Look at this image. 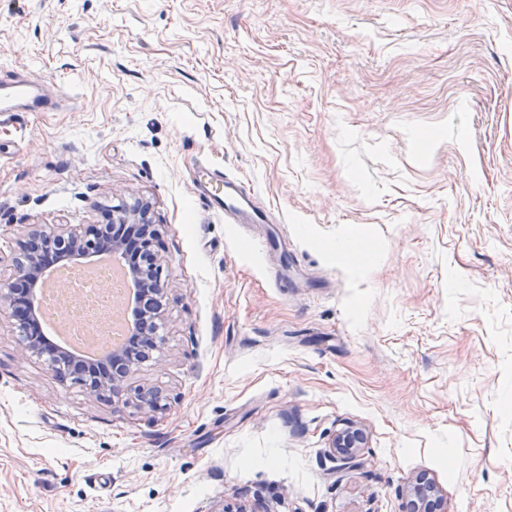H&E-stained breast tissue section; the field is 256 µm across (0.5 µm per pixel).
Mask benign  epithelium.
Instances as JSON below:
<instances>
[{"label":"benign epithelium","mask_w":512,"mask_h":512,"mask_svg":"<svg viewBox=\"0 0 512 512\" xmlns=\"http://www.w3.org/2000/svg\"><path fill=\"white\" fill-rule=\"evenodd\" d=\"M158 230L151 207L143 201L115 206L106 214V223L92 232H83L69 224H32L18 242L13 274L0 278V311L9 312L17 322L19 351L23 355L44 352L47 339L34 314V289L42 271L62 261H85L103 252L137 250L138 258L130 269L132 285L139 301L135 302L134 330L124 350L112 356L111 369L92 373L62 353H52L48 369L62 380L70 371L77 372L89 393L108 398L112 403H125V383L134 374L141 360L140 346L156 349L163 338L148 331L149 323L163 319L170 297L168 284L161 278L162 258L154 248ZM366 441L365 430L348 424L336 432L326 451L327 456L342 464L357 457ZM401 512H448L441 489L429 474H417L402 496Z\"/></svg>","instance_id":"1"}]
</instances>
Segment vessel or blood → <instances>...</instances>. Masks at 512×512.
<instances>
[{
    "instance_id": "b4317fda",
    "label": "vessel or blood",
    "mask_w": 512,
    "mask_h": 512,
    "mask_svg": "<svg viewBox=\"0 0 512 512\" xmlns=\"http://www.w3.org/2000/svg\"><path fill=\"white\" fill-rule=\"evenodd\" d=\"M52 106L40 90L26 80L0 79V112H45ZM198 197L209 210L222 214L228 224H269L273 216L252 191L223 172L204 167L195 178Z\"/></svg>"
}]
</instances>
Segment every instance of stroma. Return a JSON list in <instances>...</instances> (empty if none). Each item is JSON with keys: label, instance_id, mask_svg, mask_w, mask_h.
<instances>
[{"label": "stroma", "instance_id": "obj_1", "mask_svg": "<svg viewBox=\"0 0 512 512\" xmlns=\"http://www.w3.org/2000/svg\"><path fill=\"white\" fill-rule=\"evenodd\" d=\"M0 66L54 101L0 118V275L145 199L171 297L125 405L0 315V512H399L421 471L512 512V0H0ZM198 197L209 210L224 214L228 224H270L273 216L269 208L258 202L255 194L245 190L237 178L224 177V172L200 168L195 178ZM365 441L366 434L362 426L347 424L336 432L326 454L345 465L357 457L360 448H364Z\"/></svg>", "mask_w": 512, "mask_h": 512}]
</instances>
